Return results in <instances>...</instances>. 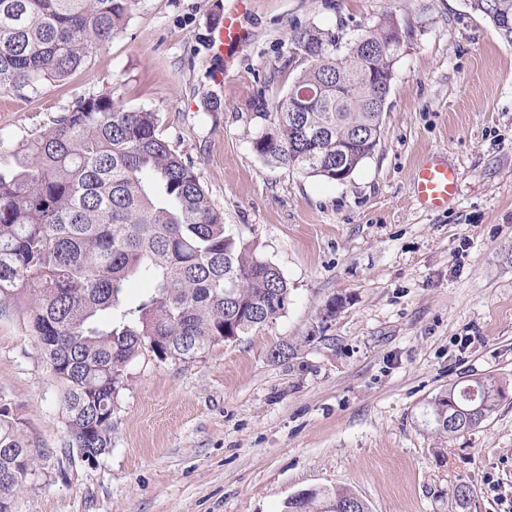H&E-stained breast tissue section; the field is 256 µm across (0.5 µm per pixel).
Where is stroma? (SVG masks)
Here are the masks:
<instances>
[{"mask_svg":"<svg viewBox=\"0 0 512 512\" xmlns=\"http://www.w3.org/2000/svg\"><path fill=\"white\" fill-rule=\"evenodd\" d=\"M226 3L133 0L66 80L0 91L10 146L93 95L156 112L228 230L291 288L278 318L201 358L132 363L93 465L65 448L59 386L0 309V407L42 452L16 512H285L336 487L367 512H512V47L465 0H250L219 84L208 36ZM386 19L405 37L374 154L342 181L259 157L296 78L280 68L293 28L348 39ZM433 154L458 173L444 211L411 193ZM283 344L294 355L272 359ZM487 375L506 396L477 429L426 426L437 394Z\"/></svg>","mask_w":512,"mask_h":512,"instance_id":"stroma-1","label":"stroma"}]
</instances>
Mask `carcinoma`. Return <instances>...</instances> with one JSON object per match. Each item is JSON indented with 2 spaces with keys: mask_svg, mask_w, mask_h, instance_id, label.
<instances>
[{
  "mask_svg": "<svg viewBox=\"0 0 512 512\" xmlns=\"http://www.w3.org/2000/svg\"><path fill=\"white\" fill-rule=\"evenodd\" d=\"M132 0H0V90L37 93L80 68L93 45L121 29ZM512 46V0H467ZM385 21L341 42L299 26L281 70L304 65L254 141L263 159L343 181L379 144L385 106L370 81L392 80L397 54ZM149 293L134 302L123 285ZM290 288L282 272L236 240L191 162L159 130L157 113L125 110L112 97L81 100L13 151L0 143V302L14 304L60 384L65 447L97 459L112 446V406L127 367L146 353L194 360L224 340L277 318ZM504 387L488 375L450 386L430 403L437 415L476 394L475 429ZM40 451L0 408V512H14ZM352 503L338 488L306 490L285 512Z\"/></svg>",
  "mask_w": 512,
  "mask_h": 512,
  "instance_id": "obj_1",
  "label": "carcinoma"
}]
</instances>
